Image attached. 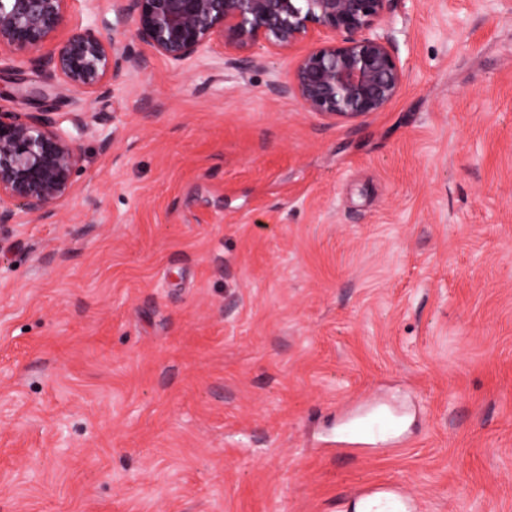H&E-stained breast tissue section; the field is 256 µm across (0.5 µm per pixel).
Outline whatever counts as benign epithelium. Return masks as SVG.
I'll return each mask as SVG.
<instances>
[{
  "label": "benign epithelium",
  "mask_w": 512,
  "mask_h": 512,
  "mask_svg": "<svg viewBox=\"0 0 512 512\" xmlns=\"http://www.w3.org/2000/svg\"><path fill=\"white\" fill-rule=\"evenodd\" d=\"M69 0H0V48L16 52L53 45L48 64L61 85L78 93L112 91L141 66L138 55L113 37L84 28L58 39ZM115 11L155 54L181 66L214 44L228 50L224 65L254 62V50L288 54L317 28L333 37L296 58L274 90L298 100L325 120L360 122L384 110L400 93L407 73L382 27L391 0H115ZM49 112L0 110V228L19 213L40 219L73 191L80 138Z\"/></svg>",
  "instance_id": "obj_1"
}]
</instances>
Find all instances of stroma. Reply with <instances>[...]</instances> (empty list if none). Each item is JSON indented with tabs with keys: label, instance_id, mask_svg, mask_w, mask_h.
<instances>
[{
	"label": "stroma",
	"instance_id": "1",
	"mask_svg": "<svg viewBox=\"0 0 512 512\" xmlns=\"http://www.w3.org/2000/svg\"><path fill=\"white\" fill-rule=\"evenodd\" d=\"M385 30L408 80L353 124L266 48L176 70L121 26L107 96L0 52V108L89 126L73 195L0 230V512H512V0ZM379 399L404 445L323 453Z\"/></svg>",
	"mask_w": 512,
	"mask_h": 512
}]
</instances>
